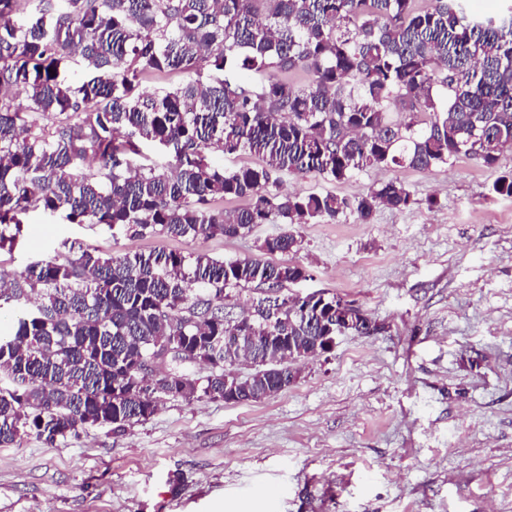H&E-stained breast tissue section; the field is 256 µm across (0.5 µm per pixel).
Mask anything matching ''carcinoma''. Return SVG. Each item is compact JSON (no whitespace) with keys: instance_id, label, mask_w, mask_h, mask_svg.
<instances>
[{"instance_id":"carcinoma-1","label":"carcinoma","mask_w":512,"mask_h":512,"mask_svg":"<svg viewBox=\"0 0 512 512\" xmlns=\"http://www.w3.org/2000/svg\"><path fill=\"white\" fill-rule=\"evenodd\" d=\"M417 2L0 0V250L34 211L131 238H234L348 209L367 223L379 206H409L402 182L352 202L283 194L279 174L339 181L459 155L495 166L512 148V5L477 16L467 0ZM76 58L93 73L79 86L60 79ZM297 70L306 84L291 79ZM165 72L188 80L137 91L140 79ZM19 84L23 102L12 92ZM393 108L407 119L390 121ZM141 141L172 160L138 163ZM246 150L263 163L225 169L211 157ZM226 197L250 204L229 214L213 207ZM299 246L284 233L261 250ZM184 266L173 252L103 257L80 246L0 273V315L25 309L0 335V446L32 435L52 443L96 424L123 432L170 399L171 382L189 384L179 394L186 401L222 400L227 383L250 400L289 382L288 354L321 335L295 315L301 298L278 297L272 328L259 308L240 315L244 340L226 347L224 293L256 282L276 294L305 268L207 255L195 257L190 276ZM159 340L189 351L208 374L175 365L171 382L143 381L134 367ZM240 353L255 367L245 378L224 372V358Z\"/></svg>"}]
</instances>
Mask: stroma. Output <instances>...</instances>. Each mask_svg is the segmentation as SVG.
Returning a JSON list of instances; mask_svg holds the SVG:
<instances>
[{
    "instance_id": "stroma-1",
    "label": "stroma",
    "mask_w": 512,
    "mask_h": 512,
    "mask_svg": "<svg viewBox=\"0 0 512 512\" xmlns=\"http://www.w3.org/2000/svg\"><path fill=\"white\" fill-rule=\"evenodd\" d=\"M511 172L512 152L491 169L463 156L340 181L285 172L284 192L353 200L396 179L412 203L365 224L348 211L232 239L132 238L27 214L0 272L71 244L229 261L287 230L298 252L267 260L307 277L284 294L355 302L379 329L340 335L267 398L170 399L122 433L0 447V512H512V197L492 189Z\"/></svg>"
}]
</instances>
